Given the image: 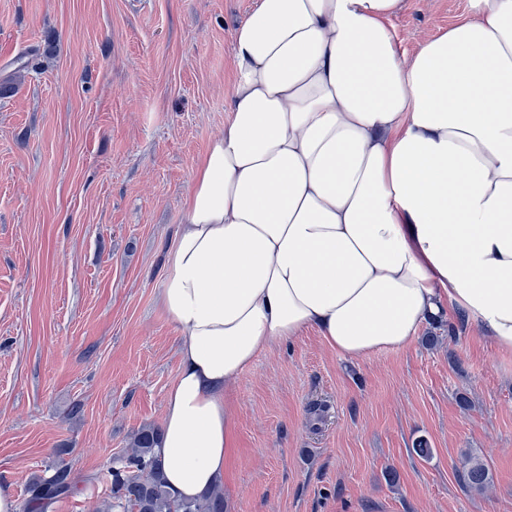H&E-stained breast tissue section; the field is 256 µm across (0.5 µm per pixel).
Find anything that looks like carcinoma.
<instances>
[{
    "label": "carcinoma",
    "instance_id": "1",
    "mask_svg": "<svg viewBox=\"0 0 512 512\" xmlns=\"http://www.w3.org/2000/svg\"><path fill=\"white\" fill-rule=\"evenodd\" d=\"M28 56L16 60L15 68L0 73V90L9 89L29 67ZM161 431L155 426H142L133 432L128 448L120 455L121 465L108 470L112 509L116 512H224V492L217 486L199 498L176 501L166 485L162 463L156 454ZM460 480L470 491L482 492L490 484L486 464L474 456H466ZM75 485L72 468L59 461L53 474L34 480L28 489V504L48 508L56 499L71 493Z\"/></svg>",
    "mask_w": 512,
    "mask_h": 512
}]
</instances>
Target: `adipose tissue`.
<instances>
[{
    "mask_svg": "<svg viewBox=\"0 0 512 512\" xmlns=\"http://www.w3.org/2000/svg\"><path fill=\"white\" fill-rule=\"evenodd\" d=\"M402 0H258L232 106L201 159L160 301L180 330L158 454L173 499L224 480V394L314 328L338 355L463 315L512 353V0L406 57Z\"/></svg>",
    "mask_w": 512,
    "mask_h": 512,
    "instance_id": "adipose-tissue-1",
    "label": "adipose tissue"
}]
</instances>
